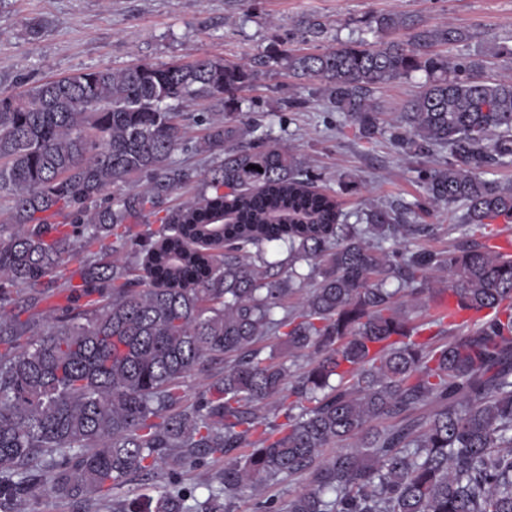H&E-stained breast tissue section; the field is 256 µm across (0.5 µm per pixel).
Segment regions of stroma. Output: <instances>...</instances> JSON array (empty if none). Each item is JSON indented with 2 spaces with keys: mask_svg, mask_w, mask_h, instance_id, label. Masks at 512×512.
I'll return each instance as SVG.
<instances>
[{
  "mask_svg": "<svg viewBox=\"0 0 512 512\" xmlns=\"http://www.w3.org/2000/svg\"><path fill=\"white\" fill-rule=\"evenodd\" d=\"M385 13L469 29L473 40L449 47L452 56L512 44V0H0V94L144 61L247 59L285 39L304 19L328 29L325 37L303 44L306 52L322 51L337 38L376 42L374 19ZM33 22L41 27L34 41L26 34ZM423 80L418 73L376 92L374 103L386 120L400 118ZM244 98L243 111L299 154L348 223L369 205L396 209L421 195L416 160L397 153L387 136L357 139L343 127V115L328 111L314 82L296 80L275 65ZM296 98L302 107L289 108Z\"/></svg>",
  "mask_w": 512,
  "mask_h": 512,
  "instance_id": "35a3bbf8",
  "label": "stroma"
}]
</instances>
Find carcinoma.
I'll return each mask as SVG.
<instances>
[{"instance_id": "cac0c4a2", "label": "carcinoma", "mask_w": 512, "mask_h": 512, "mask_svg": "<svg viewBox=\"0 0 512 512\" xmlns=\"http://www.w3.org/2000/svg\"><path fill=\"white\" fill-rule=\"evenodd\" d=\"M374 22L404 39L313 54L281 42L0 96V512H234L241 493L298 473L309 481L286 512H512V257L492 243L512 223V184L487 178L512 163V77L435 51L468 29ZM273 64L318 82L358 139L448 160L418 170L403 212L340 223L303 160L242 111ZM417 72L423 90L385 126L374 94ZM197 100L210 110L192 140L182 108ZM455 205L454 248L410 247L435 232L420 214ZM272 246L286 263L265 258ZM446 294L455 313L412 319ZM270 338L288 356L263 354ZM206 363L221 369L190 402L185 381ZM204 467L199 501L184 473ZM162 469L157 495L125 490Z\"/></svg>"}]
</instances>
